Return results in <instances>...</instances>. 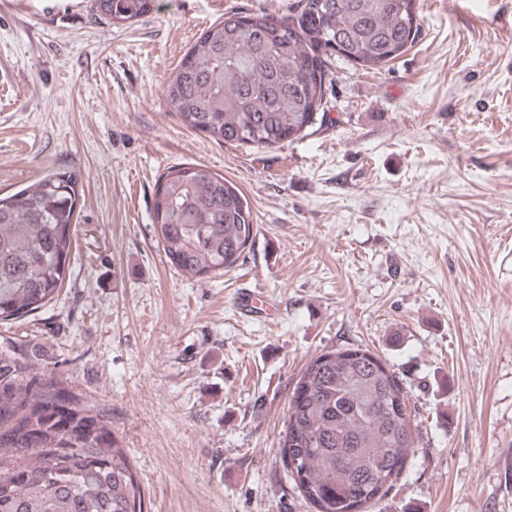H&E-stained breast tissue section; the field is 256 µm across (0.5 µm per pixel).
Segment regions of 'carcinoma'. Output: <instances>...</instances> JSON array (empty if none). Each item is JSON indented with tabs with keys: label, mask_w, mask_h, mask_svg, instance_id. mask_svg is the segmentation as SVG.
<instances>
[{
	"label": "carcinoma",
	"mask_w": 512,
	"mask_h": 512,
	"mask_svg": "<svg viewBox=\"0 0 512 512\" xmlns=\"http://www.w3.org/2000/svg\"><path fill=\"white\" fill-rule=\"evenodd\" d=\"M155 0H93L126 25ZM420 33L417 0H296L288 14L230 11L171 74L165 97L188 129L257 149L300 140L326 116L334 59L380 69ZM81 179L48 172L0 195V322L59 296L70 273ZM151 224L169 262L192 277L233 267L252 241L239 188L201 164L157 181ZM418 436L407 394L362 348L310 359L288 404L281 457L316 512H366L402 473ZM111 422L26 346L0 352V512H144Z\"/></svg>",
	"instance_id": "1"
}]
</instances>
